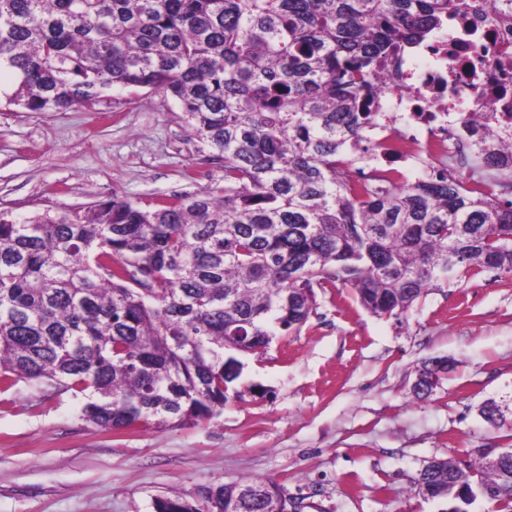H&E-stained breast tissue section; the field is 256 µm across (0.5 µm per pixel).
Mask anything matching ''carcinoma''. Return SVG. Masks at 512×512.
<instances>
[{
    "label": "carcinoma",
    "instance_id": "1",
    "mask_svg": "<svg viewBox=\"0 0 512 512\" xmlns=\"http://www.w3.org/2000/svg\"><path fill=\"white\" fill-rule=\"evenodd\" d=\"M460 0H0L9 106L93 107L114 88L178 105L224 187L142 204L114 196L71 214L0 213V380L81 400L102 431L220 415L224 356L264 354L351 288L400 319L432 288L512 275V199L448 176L400 184L369 163L375 80L427 41ZM479 148L512 177V131ZM427 399L438 369L419 368ZM454 460L410 490L443 505ZM512 493V470L485 475ZM271 479L159 498L155 512H289Z\"/></svg>",
    "mask_w": 512,
    "mask_h": 512
}]
</instances>
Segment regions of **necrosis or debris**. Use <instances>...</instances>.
<instances>
[{"label": "necrosis or debris", "mask_w": 512, "mask_h": 512, "mask_svg": "<svg viewBox=\"0 0 512 512\" xmlns=\"http://www.w3.org/2000/svg\"><path fill=\"white\" fill-rule=\"evenodd\" d=\"M378 83L373 109L385 118L367 133L379 166L406 183L444 173L476 188L466 175L476 147L463 124L483 112L512 125V0H463L431 42L397 52Z\"/></svg>", "instance_id": "obj_1"}]
</instances>
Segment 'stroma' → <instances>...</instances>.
<instances>
[{"label": "stroma", "mask_w": 512, "mask_h": 512, "mask_svg": "<svg viewBox=\"0 0 512 512\" xmlns=\"http://www.w3.org/2000/svg\"><path fill=\"white\" fill-rule=\"evenodd\" d=\"M179 115L146 89L113 91L93 111L0 104V213L222 188V162ZM317 303L299 333L245 358L238 383L259 392L208 422L106 432L70 395L0 391V512H154L156 498L244 478L274 479L295 512H439L410 475L434 457L474 461L507 434L478 407L512 390V276L432 289L400 321L372 316L348 288ZM436 356L453 370L411 400L418 367Z\"/></svg>", "instance_id": "35a3bbf8"}]
</instances>
